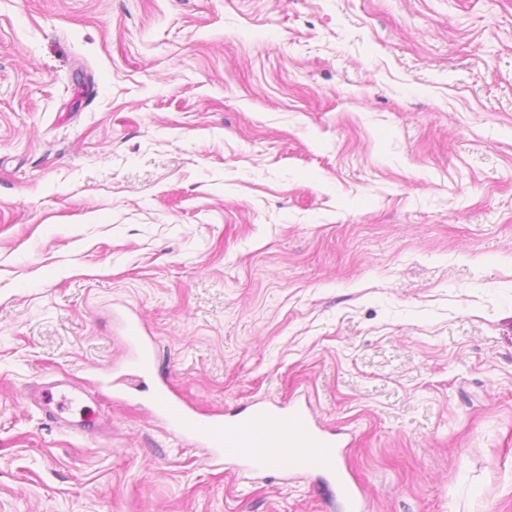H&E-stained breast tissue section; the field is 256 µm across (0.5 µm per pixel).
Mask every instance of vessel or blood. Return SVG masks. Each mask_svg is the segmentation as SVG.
I'll list each match as a JSON object with an SVG mask.
<instances>
[{"mask_svg":"<svg viewBox=\"0 0 512 512\" xmlns=\"http://www.w3.org/2000/svg\"><path fill=\"white\" fill-rule=\"evenodd\" d=\"M128 339L137 349V370L153 372L152 346L136 324H129ZM150 403L167 432L178 440L208 448L215 459L236 462L250 471L329 476L347 512H359L362 491L342 470V439L315 426L305 406L258 402L229 417H205L176 399L163 382L152 389Z\"/></svg>","mask_w":512,"mask_h":512,"instance_id":"b4317fda","label":"vessel or blood"}]
</instances>
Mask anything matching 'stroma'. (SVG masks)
Here are the masks:
<instances>
[{"instance_id":"35a3bbf8","label":"stroma","mask_w":512,"mask_h":512,"mask_svg":"<svg viewBox=\"0 0 512 512\" xmlns=\"http://www.w3.org/2000/svg\"><path fill=\"white\" fill-rule=\"evenodd\" d=\"M131 319L365 512H512V0H0V512H343L170 437ZM128 340L137 349L135 356L136 369L141 373H152L155 369V357L151 344L145 336H140L138 326L131 322L128 325Z\"/></svg>"}]
</instances>
